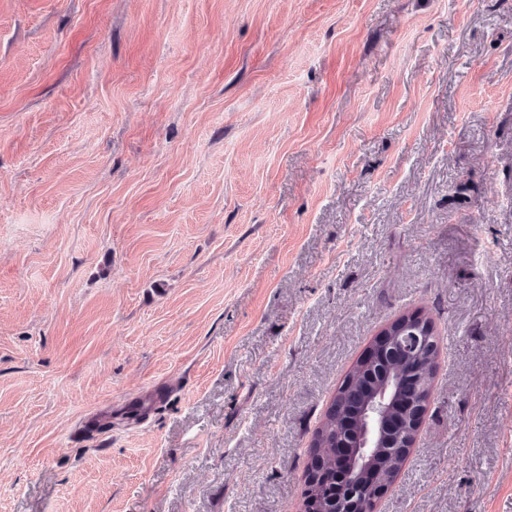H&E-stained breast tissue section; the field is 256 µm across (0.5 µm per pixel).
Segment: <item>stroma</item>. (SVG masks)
<instances>
[{
	"mask_svg": "<svg viewBox=\"0 0 512 512\" xmlns=\"http://www.w3.org/2000/svg\"><path fill=\"white\" fill-rule=\"evenodd\" d=\"M415 310L378 508L512 512V0H0V512H302ZM376 341L373 340L370 345L375 350L372 360L366 363V354L361 356L338 387L334 400L325 411L309 449L312 457L311 467L316 462L325 467V464L318 461L316 457L317 448H322L324 455L330 458L333 464L336 461L337 471L339 451L345 448H358V460L356 457L345 471L346 477L339 485L334 484L326 468L321 469L318 476L314 475L313 468L308 472L307 485L318 487L321 483L326 486L324 499L331 505L330 512H376L377 501L388 489V486L383 483L387 485L393 483L409 454V448L402 447L400 442L391 438L389 446L381 448L370 463L383 483L371 479L357 480L352 475V469L355 466H364L379 451L387 432L397 428L388 420L390 400L386 390L377 394L369 403L363 429L351 436L353 443H349L343 435L338 434L336 437V421L344 422L350 428L356 427L364 399L383 382L382 371H385L387 374L417 376L414 383H409L402 389V397L409 402L407 408L392 407V414L399 418L405 427L411 429L410 411L416 405L426 402L429 387L433 383L437 350L432 353L422 351L400 360L391 356L392 346L379 344ZM307 485L304 493L306 498L310 492L314 491L313 486ZM327 501L319 498L315 504V512H329Z\"/></svg>",
	"mask_w": 512,
	"mask_h": 512,
	"instance_id": "stroma-1",
	"label": "stroma"
}]
</instances>
